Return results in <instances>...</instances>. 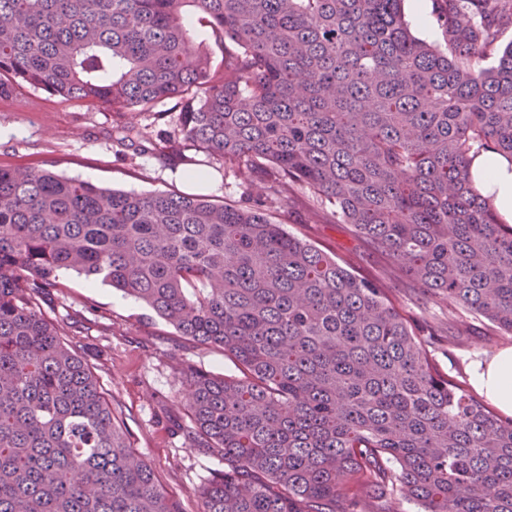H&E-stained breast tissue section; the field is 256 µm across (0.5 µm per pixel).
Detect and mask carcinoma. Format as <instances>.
Returning <instances> with one entry per match:
<instances>
[{
    "mask_svg": "<svg viewBox=\"0 0 512 512\" xmlns=\"http://www.w3.org/2000/svg\"><path fill=\"white\" fill-rule=\"evenodd\" d=\"M0 0V94L151 112L267 193L240 208L0 167V512H184L127 446L99 380L43 314L63 271L134 297L236 373L188 374L193 441L224 459L200 512H512V419L440 372L389 289L269 210L329 224L448 313L512 336V226L472 150L512 155V0ZM190 7L220 62L185 22ZM422 7L425 12L424 17V28H420V26L416 23L415 18L411 9V0H406L404 2V9L406 14V19L409 20L413 33L423 39L428 41L437 40L439 36V31L435 20L431 14L432 12V0H423Z\"/></svg>",
    "mask_w": 512,
    "mask_h": 512,
    "instance_id": "1",
    "label": "carcinoma"
}]
</instances>
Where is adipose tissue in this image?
<instances>
[{
    "mask_svg": "<svg viewBox=\"0 0 512 512\" xmlns=\"http://www.w3.org/2000/svg\"><path fill=\"white\" fill-rule=\"evenodd\" d=\"M469 172L478 192L492 200L501 222L512 225V156L492 151L470 153ZM471 382L503 414L512 416V346L476 359Z\"/></svg>",
    "mask_w": 512,
    "mask_h": 512,
    "instance_id": "1",
    "label": "adipose tissue"
}]
</instances>
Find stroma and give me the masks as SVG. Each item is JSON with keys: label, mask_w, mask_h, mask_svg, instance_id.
Listing matches in <instances>:
<instances>
[{"label": "stroma", "mask_w": 512, "mask_h": 512, "mask_svg": "<svg viewBox=\"0 0 512 512\" xmlns=\"http://www.w3.org/2000/svg\"><path fill=\"white\" fill-rule=\"evenodd\" d=\"M178 123L177 110L161 104L157 112H115L76 99L21 87L0 96V166H52L58 174L124 191L186 192L190 168L179 158L150 150L149 143ZM123 125L143 134L136 143L117 140ZM262 183L235 170L217 174L207 198L248 205L264 194ZM275 223L311 243L329 248L353 272L380 274L384 257L335 224L326 223L311 192L301 190L270 212ZM386 287L424 337L438 367L449 377L469 382L476 356L512 346L481 319L449 318L448 305L421 299L406 279L386 277ZM64 324L68 338L95 365L112 410L129 434L133 452L155 469L163 490L179 499L185 512H199L200 492L224 470L223 460L192 445L193 424L185 394L186 369L230 375L234 364L222 350L180 336L140 302L73 272L61 273L59 286L43 306Z\"/></svg>", "instance_id": "1"}]
</instances>
